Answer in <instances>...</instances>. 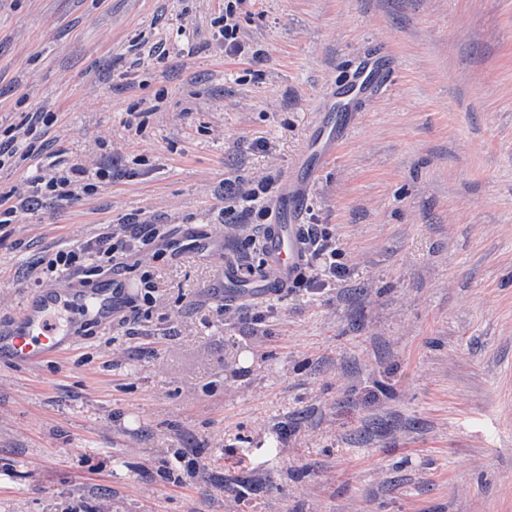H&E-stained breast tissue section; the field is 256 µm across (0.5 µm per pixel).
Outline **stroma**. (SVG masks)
Listing matches in <instances>:
<instances>
[{
    "label": "stroma",
    "mask_w": 512,
    "mask_h": 512,
    "mask_svg": "<svg viewBox=\"0 0 512 512\" xmlns=\"http://www.w3.org/2000/svg\"><path fill=\"white\" fill-rule=\"evenodd\" d=\"M223 12L0 0V126L56 116L0 193L52 163L112 169L0 235V319L58 249L131 213L174 227L142 331L87 320L62 359L0 361V512H512V0H254L255 60ZM377 50L390 72L301 218L330 225L351 278L220 320L224 254L197 239L246 246L225 180L279 195ZM176 449L211 483L169 482Z\"/></svg>",
    "instance_id": "obj_1"
}]
</instances>
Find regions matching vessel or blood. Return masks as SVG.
I'll return each instance as SVG.
<instances>
[{
    "label": "vessel or blood",
    "mask_w": 512,
    "mask_h": 512,
    "mask_svg": "<svg viewBox=\"0 0 512 512\" xmlns=\"http://www.w3.org/2000/svg\"><path fill=\"white\" fill-rule=\"evenodd\" d=\"M353 118L350 112L337 113L334 123L315 134L306 154L310 170H319L335 157ZM309 190V178L286 182L277 200L279 220L265 229L260 270L248 275L235 260H225L210 285L212 294L228 303L260 302L288 289L306 258L300 203ZM135 293L131 281L118 277L97 287L73 282L65 288L48 285L36 289L8 321L0 322V360L29 369L60 359L77 342L70 330L71 316H86L98 326H109L121 314L125 300Z\"/></svg>",
    "instance_id": "obj_1"
}]
</instances>
